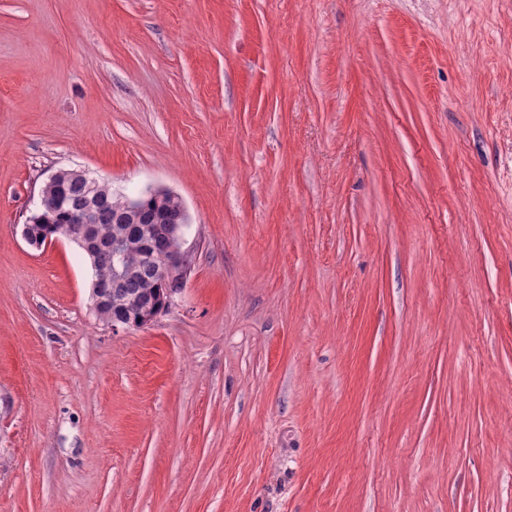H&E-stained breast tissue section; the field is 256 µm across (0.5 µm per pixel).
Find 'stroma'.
Returning a JSON list of instances; mask_svg holds the SVG:
<instances>
[{
	"label": "stroma",
	"mask_w": 512,
	"mask_h": 512,
	"mask_svg": "<svg viewBox=\"0 0 512 512\" xmlns=\"http://www.w3.org/2000/svg\"><path fill=\"white\" fill-rule=\"evenodd\" d=\"M512 0H0V512H512ZM185 203L143 328L22 228ZM157 247L159 252L169 251L170 253L156 255L154 252H149V259L153 260L160 272V274L168 280V277L175 270L183 269L188 264L187 255L181 250L178 252H172L180 248V237L172 236L169 238H162L157 240ZM190 271V264H188Z\"/></svg>",
	"instance_id": "35a3bbf8"
}]
</instances>
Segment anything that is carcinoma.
Returning <instances> with one entry per match:
<instances>
[{"label": "carcinoma", "mask_w": 512, "mask_h": 512, "mask_svg": "<svg viewBox=\"0 0 512 512\" xmlns=\"http://www.w3.org/2000/svg\"><path fill=\"white\" fill-rule=\"evenodd\" d=\"M43 191L61 199V206L52 212L35 211L28 224L40 243L56 236L58 227L69 220L71 210L89 206L98 216L99 232L105 236H120L124 242V264L127 273L118 279L112 275L111 260L98 262L95 278L105 294L106 305L99 310V319L110 323L122 319L134 328L144 317L167 299L163 279L152 263L144 258L142 243L153 238L154 218L164 216L169 224H187L188 216L171 198L143 196L138 209L127 208V197L112 192V186L101 183L93 188L84 181L63 180L46 183Z\"/></svg>", "instance_id": "cac0c4a2"}]
</instances>
